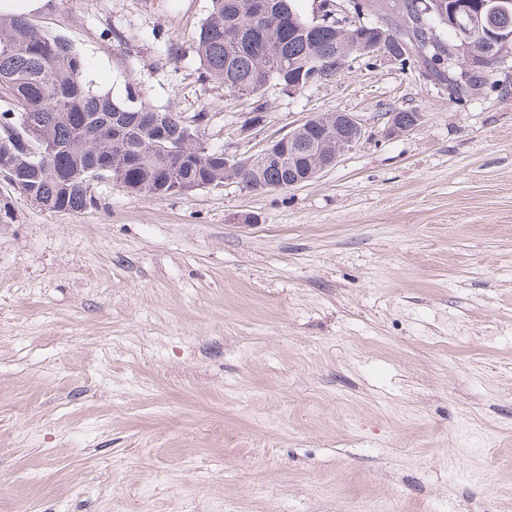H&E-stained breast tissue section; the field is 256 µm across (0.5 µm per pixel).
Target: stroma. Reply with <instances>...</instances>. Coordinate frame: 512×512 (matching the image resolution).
<instances>
[{
	"instance_id": "1",
	"label": "stroma",
	"mask_w": 512,
	"mask_h": 512,
	"mask_svg": "<svg viewBox=\"0 0 512 512\" xmlns=\"http://www.w3.org/2000/svg\"><path fill=\"white\" fill-rule=\"evenodd\" d=\"M24 5L228 154L366 136L288 189L60 213L0 179V512H512V54L463 103L378 54L256 101L198 79L209 0Z\"/></svg>"
}]
</instances>
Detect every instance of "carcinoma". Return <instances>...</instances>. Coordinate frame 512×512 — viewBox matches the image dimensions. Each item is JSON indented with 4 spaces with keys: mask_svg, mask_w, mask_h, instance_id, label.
Masks as SVG:
<instances>
[{
    "mask_svg": "<svg viewBox=\"0 0 512 512\" xmlns=\"http://www.w3.org/2000/svg\"><path fill=\"white\" fill-rule=\"evenodd\" d=\"M209 15L196 41L200 79L215 81L237 96H257L269 86L295 93L304 78L330 79L371 32L343 16L313 24L297 14L293 0H209ZM353 0L351 13H372L391 30L401 51L396 60L416 63L431 81L448 87V101L485 86L493 69L449 48L468 33L486 59L498 53L487 36L488 20L512 30L509 12L480 0L481 19L461 30L452 19L459 0ZM454 39L448 40V34ZM86 62L71 42L40 29L23 14L0 15V170L11 174L34 204L49 210L82 211L97 206L95 185L105 179L130 194L164 199L224 183V150L203 145L176 108H156L137 91L116 101L85 80ZM354 133L346 121L318 114L312 125L293 130L294 153L261 164L243 159L238 182L246 189L286 188L318 154L334 158Z\"/></svg>",
    "mask_w": 512,
    "mask_h": 512,
    "instance_id": "cac0c4a2",
    "label": "carcinoma"
}]
</instances>
